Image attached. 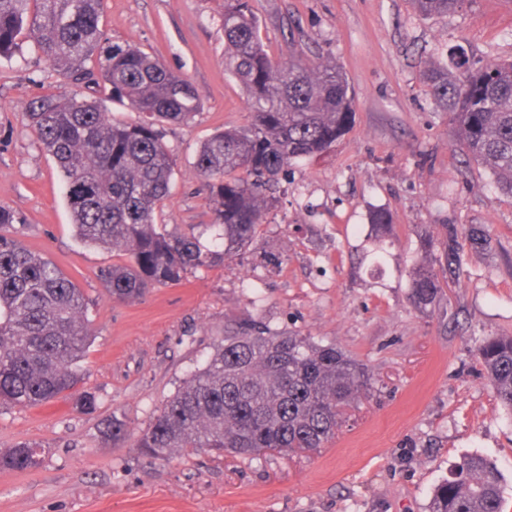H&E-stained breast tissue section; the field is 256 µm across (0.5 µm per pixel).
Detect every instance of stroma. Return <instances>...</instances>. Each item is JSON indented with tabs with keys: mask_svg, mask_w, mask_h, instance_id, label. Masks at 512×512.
Masks as SVG:
<instances>
[{
	"mask_svg": "<svg viewBox=\"0 0 512 512\" xmlns=\"http://www.w3.org/2000/svg\"><path fill=\"white\" fill-rule=\"evenodd\" d=\"M249 3L272 59L341 67L354 121L328 153L271 182L251 244L129 304L98 279L120 255L76 240L57 164L26 116L69 80L33 55L0 60V204L24 216L18 238L82 289L94 331L82 387L98 399L91 413L64 397L0 411L1 452L41 447L39 466L0 469V512H427L467 455L498 468L512 512V416L477 356L486 337L512 335V196L465 159L423 83L456 46L479 67L512 61V0H467L431 18L412 0ZM223 13L224 0H104L109 43L154 55L201 97L191 121L164 129L176 167L158 221L183 232L210 219L197 149L251 119L224 70ZM377 207L392 220L379 273L361 259ZM448 245L459 263L441 298L413 307L409 269ZM247 322L336 343L365 365L369 391L312 454L141 456L136 441L159 408ZM111 415L128 427L117 446L98 432Z\"/></svg>",
	"mask_w": 512,
	"mask_h": 512,
	"instance_id": "obj_1",
	"label": "stroma"
}]
</instances>
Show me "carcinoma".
Wrapping results in <instances>:
<instances>
[{
    "label": "carcinoma",
    "mask_w": 512,
    "mask_h": 512,
    "mask_svg": "<svg viewBox=\"0 0 512 512\" xmlns=\"http://www.w3.org/2000/svg\"><path fill=\"white\" fill-rule=\"evenodd\" d=\"M426 17L457 11L465 0H413ZM103 0H0V59L22 46L76 84L110 88L112 100L142 114L115 120L102 101L59 91L34 99L27 112L38 142L55 159L76 238L110 248L126 261L100 270L109 296L129 303L158 285L224 260L252 242L261 223L260 188L292 164L327 152L349 128L353 99L336 65L273 60L249 0H227L226 70L250 97L252 123L215 133L198 148L194 168L205 181L213 223L195 234L157 224L171 192L175 160L161 123L183 122L200 99L186 80L139 48L109 44L100 27ZM456 73L431 66L423 82L460 136L462 154L485 164L501 192L512 195V63L472 68L462 49ZM390 215L370 214L372 260L386 251ZM0 204V408H24L68 392L91 412L97 397L78 391L80 361L93 333L84 293L50 259L28 249ZM216 228L211 248L201 243ZM444 265L408 271L409 299L425 309L442 293ZM492 393L512 414V336H491L477 349ZM369 390L365 367L338 345L310 336L249 327L224 337L160 408L137 441L140 452L170 460L198 449L218 455L315 452L341 426L345 411ZM101 433L116 445L126 423L112 416ZM39 445L20 442L0 454V467L38 464ZM429 512H502L499 470L479 455L464 457L433 490Z\"/></svg>",
    "instance_id": "obj_1"
}]
</instances>
